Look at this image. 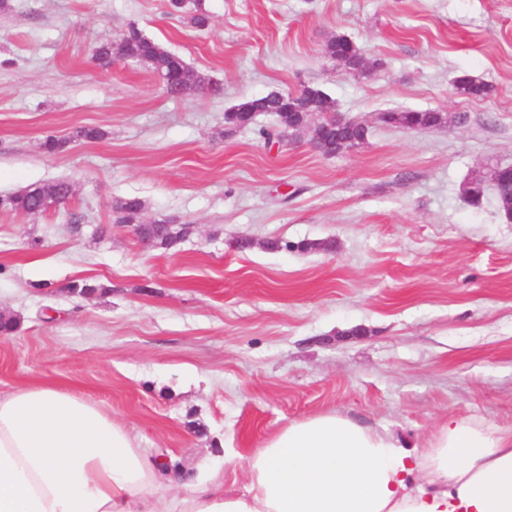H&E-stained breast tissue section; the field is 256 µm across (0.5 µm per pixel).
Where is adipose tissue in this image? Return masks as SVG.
Segmentation results:
<instances>
[{"label":"adipose tissue","mask_w":512,"mask_h":512,"mask_svg":"<svg viewBox=\"0 0 512 512\" xmlns=\"http://www.w3.org/2000/svg\"><path fill=\"white\" fill-rule=\"evenodd\" d=\"M181 485L130 429L78 392H0V512H512V429L452 416L414 451L329 412L288 423L243 458Z\"/></svg>","instance_id":"ef3b65f1"}]
</instances>
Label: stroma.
Returning a JSON list of instances; mask_svg holds the SVG:
<instances>
[{"mask_svg": "<svg viewBox=\"0 0 512 512\" xmlns=\"http://www.w3.org/2000/svg\"><path fill=\"white\" fill-rule=\"evenodd\" d=\"M9 0L0 10V196L64 181L36 215L0 211V391H78L167 464L240 458L288 422L335 411L419 443L448 415L512 428V221L464 185L512 167V0ZM212 89L168 95L133 59L100 67L129 26ZM350 38L379 67L323 54ZM471 75L493 86L459 94ZM315 86L370 122L334 156L267 124L226 134L244 99ZM434 110L444 127L376 124ZM84 127L103 130L86 141ZM53 135L66 147L47 153ZM191 233L142 246L112 207ZM291 242L284 250L283 242ZM312 242L308 251L296 250ZM77 280L94 294H68ZM455 86L458 93L461 95L474 98H485L492 91L489 84L469 75L457 77L455 80Z\"/></svg>", "mask_w": 512, "mask_h": 512, "instance_id": "stroma-1", "label": "stroma"}]
</instances>
